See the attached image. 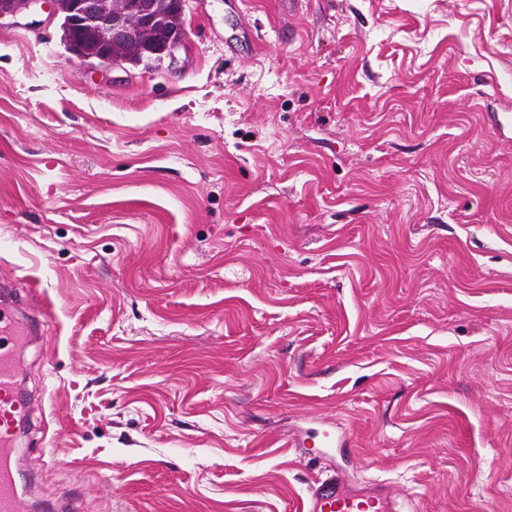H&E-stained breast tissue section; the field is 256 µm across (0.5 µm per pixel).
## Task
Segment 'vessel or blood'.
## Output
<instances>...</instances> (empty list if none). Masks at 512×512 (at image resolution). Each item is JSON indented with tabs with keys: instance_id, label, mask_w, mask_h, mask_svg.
<instances>
[{
	"instance_id": "vessel-or-blood-1",
	"label": "vessel or blood",
	"mask_w": 512,
	"mask_h": 512,
	"mask_svg": "<svg viewBox=\"0 0 512 512\" xmlns=\"http://www.w3.org/2000/svg\"><path fill=\"white\" fill-rule=\"evenodd\" d=\"M30 331L18 322L11 304L0 300V512H26L17 489L14 428L27 404L16 395L17 351ZM393 493L360 489L336 474L315 483L306 499V512H398Z\"/></svg>"
}]
</instances>
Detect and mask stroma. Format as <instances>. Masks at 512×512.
<instances>
[{"instance_id": "1", "label": "stroma", "mask_w": 512, "mask_h": 512, "mask_svg": "<svg viewBox=\"0 0 512 512\" xmlns=\"http://www.w3.org/2000/svg\"><path fill=\"white\" fill-rule=\"evenodd\" d=\"M60 24L0 18L30 512H304L338 471L512 512V0H190L148 67Z\"/></svg>"}]
</instances>
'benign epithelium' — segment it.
I'll return each mask as SVG.
<instances>
[{
    "instance_id": "7a95c632",
    "label": "benign epithelium",
    "mask_w": 512,
    "mask_h": 512,
    "mask_svg": "<svg viewBox=\"0 0 512 512\" xmlns=\"http://www.w3.org/2000/svg\"><path fill=\"white\" fill-rule=\"evenodd\" d=\"M42 0H8L0 6V17L15 15ZM52 13L62 17L67 29L88 27L96 30L100 50L85 55L80 48L66 43L67 52L81 64L97 62L103 66L123 63L150 65L155 56L172 59L186 31L164 38L157 35L155 20L164 13L184 15L187 0H48Z\"/></svg>"
}]
</instances>
